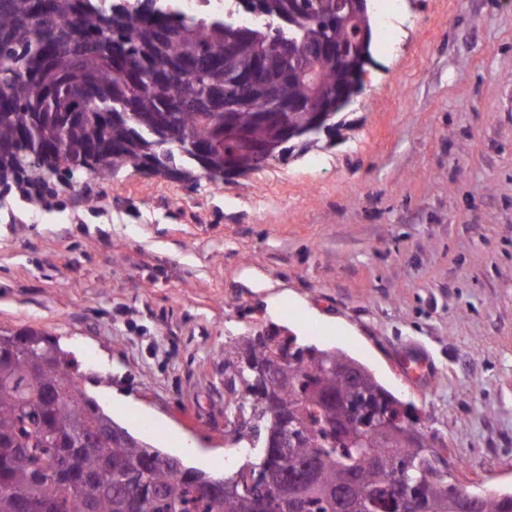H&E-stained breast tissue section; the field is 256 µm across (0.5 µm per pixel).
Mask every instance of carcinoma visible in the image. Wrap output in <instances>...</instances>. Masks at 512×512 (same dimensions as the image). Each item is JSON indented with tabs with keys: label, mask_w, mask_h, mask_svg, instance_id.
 Wrapping results in <instances>:
<instances>
[{
	"label": "carcinoma",
	"mask_w": 512,
	"mask_h": 512,
	"mask_svg": "<svg viewBox=\"0 0 512 512\" xmlns=\"http://www.w3.org/2000/svg\"><path fill=\"white\" fill-rule=\"evenodd\" d=\"M222 13L186 16L169 0H0V203L36 202L123 167L194 184L224 180V113L243 125L280 112L289 127L328 111L336 89L362 81L366 61L352 57L360 25L340 22L339 0H229ZM258 14L238 25L227 15ZM339 44L317 59L322 99L313 87L276 72L285 99L275 101L247 77L282 57L287 44ZM288 350L282 372L293 382L272 399L244 369L252 416L263 430L277 410L294 420L282 445L250 450L251 486L202 496L194 468L177 473L112 419L76 382L48 334L0 329V512H266L267 499L288 512H363L366 494L388 512L390 487L404 473L419 487L424 512H452L454 486L438 473L419 433L399 437V399L367 370L354 381L337 370L342 351L290 350L273 336H248L228 354L261 361ZM479 512H512V493L482 498Z\"/></svg>",
	"instance_id": "1"
}]
</instances>
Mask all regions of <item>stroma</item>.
I'll return each instance as SVG.
<instances>
[{
  "label": "stroma",
  "instance_id": "1",
  "mask_svg": "<svg viewBox=\"0 0 512 512\" xmlns=\"http://www.w3.org/2000/svg\"><path fill=\"white\" fill-rule=\"evenodd\" d=\"M342 127L233 183L131 168L0 208V327L53 336L137 439L221 475L227 350L277 331L363 363L457 488L512 491V0H407ZM430 357L425 384L397 366Z\"/></svg>",
  "mask_w": 512,
  "mask_h": 512
}]
</instances>
